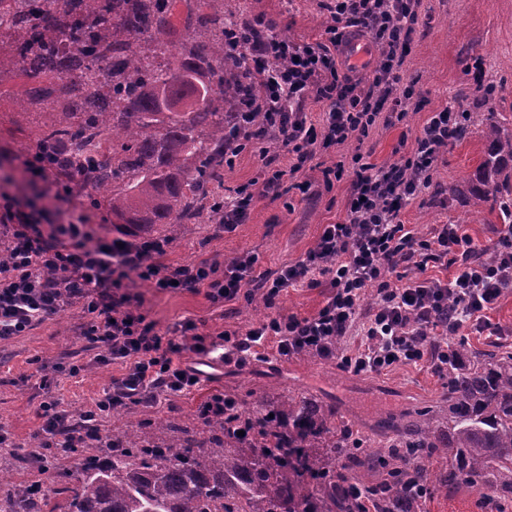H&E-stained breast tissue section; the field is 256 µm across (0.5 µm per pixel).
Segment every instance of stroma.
<instances>
[{
  "label": "stroma",
  "instance_id": "1",
  "mask_svg": "<svg viewBox=\"0 0 512 512\" xmlns=\"http://www.w3.org/2000/svg\"><path fill=\"white\" fill-rule=\"evenodd\" d=\"M225 16L241 21L263 18L274 21L286 39L315 43L325 37L331 17L322 0H224ZM418 23L412 35L401 74L413 83L417 104L395 126L374 125L364 141L354 139L332 146L321 157L323 166L350 163L356 149H363L370 163L385 166L395 161L399 144H413L432 113L449 107L466 113L471 133L444 148L432 170L430 188L422 190L402 213L403 223L428 232L434 224H460L482 246L494 244L503 222L500 211L467 192L465 186L482 160L486 142L480 119L498 113L512 128V0H420ZM27 76L18 74L10 51H0V177H12L5 190L31 195L21 171L22 159L36 146L37 134L48 113H20L19 92ZM500 85L504 96L475 104L478 85ZM262 162L257 146L246 147L224 168L220 193L232 198L237 190L259 178ZM310 193L293 189L279 197L256 196L248 219L232 230L220 224L183 225L180 238L171 244L165 259L170 263L215 259L221 262L250 252L261 269L291 265L313 247L324 225L342 222L351 193V178L343 176L324 184L319 170L307 171ZM142 311L160 329L183 319L197 322L201 331L216 334L244 328L270 313L309 317L323 305V288L290 287L273 305L262 299L239 300L226 306L213 304L204 295L160 292L138 288ZM493 328L466 338L473 351L487 350L498 342L512 353V289L501 297L490 314ZM89 321L77 308H65L27 335L0 345V425L20 445H28L38 430L40 405L47 398L60 400L71 413L81 414L100 397L121 363L92 365L91 351L81 331ZM84 364L76 376L56 374L42 386L40 366L58 361ZM207 379L188 394L164 400L154 408L121 411L106 421V429H121L127 421L156 422L173 415L194 417L198 408L218 391L235 392L244 406L290 391L310 392L335 405L341 419L358 432L362 452L385 453L395 443V432L381 429L384 419L419 414L438 418L448 404V380L429 368L402 366L384 375H357L336 363L309 356L281 359L276 355L252 362L246 368L212 365ZM417 512H491L482 492L461 490L449 494L430 488Z\"/></svg>",
  "mask_w": 512,
  "mask_h": 512
}]
</instances>
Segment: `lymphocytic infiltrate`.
I'll return each instance as SVG.
<instances>
[{"mask_svg":"<svg viewBox=\"0 0 512 512\" xmlns=\"http://www.w3.org/2000/svg\"><path fill=\"white\" fill-rule=\"evenodd\" d=\"M333 23L327 41L298 45L271 37L242 40L239 50L252 60L249 84L262 88L248 108L235 113L224 142L232 163L246 145L259 148V189L244 188L224 204V226L247 218L256 194L280 195L285 172L281 153L292 154L295 170L319 152L363 137L376 122L402 121L415 95L401 87L400 67L417 17V0H326ZM370 35L383 49V61L370 80L336 59L337 47L353 35ZM284 57L285 68L269 67ZM325 106L320 123L305 110L308 99ZM463 113H433L410 151L387 166L352 158V192L343 222L325 225L305 257L277 270L260 269L258 258L243 253L225 264L207 259L167 264L169 244L153 238L135 242L100 235L83 212L72 207L68 181L45 161L42 151L25 158L28 174L46 184L52 212L27 208L0 193V344L44 323L66 307L91 315L82 334L94 352L92 362H121L102 396L79 421L58 402L40 406L37 448L28 456L34 470L52 458L73 455L80 440H101L105 420L129 403L148 406L161 397L191 392L201 372L185 357L192 351L238 367L263 358L267 343L278 357L311 356L336 361L356 374L380 375L403 365H429L442 373L454 350L449 337L483 334L487 317L505 289L512 288V225H502L498 242L485 248L461 225L439 224L420 233L400 218L402 209L430 184L441 150L454 141ZM458 266L449 280L425 278L429 265ZM143 282L159 291H205L216 304L242 294L274 301L298 284L327 287L323 306L309 317L267 315L242 330L212 336L190 319L159 331L141 313L142 298L130 285ZM371 305H364L366 289Z\"/></svg>","mask_w":512,"mask_h":512,"instance_id":"lymphocytic-infiltrate-1","label":"lymphocytic infiltrate"}]
</instances>
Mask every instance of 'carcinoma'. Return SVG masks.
I'll list each match as a JSON object with an SVG mask.
<instances>
[{
    "label": "carcinoma",
    "mask_w": 512,
    "mask_h": 512,
    "mask_svg": "<svg viewBox=\"0 0 512 512\" xmlns=\"http://www.w3.org/2000/svg\"><path fill=\"white\" fill-rule=\"evenodd\" d=\"M187 28L174 59L146 66V45L168 34L173 0H0V46L34 78L21 102L55 119L42 128L45 160L79 180L94 206L172 242L183 224L224 223V135L244 95L247 60L228 45L236 22L224 0ZM485 158L473 193L512 220V130L490 112ZM244 435H239V431ZM336 410L306 395L263 400L252 410L200 421L129 423L112 435V456L92 443L72 469L53 463L44 481L9 483L8 512H358L351 485L375 512H416L426 462L445 492L477 488L512 503V353L448 361V417L424 420L392 445V468L376 486L339 465Z\"/></svg>",
    "instance_id": "carcinoma-1"
}]
</instances>
